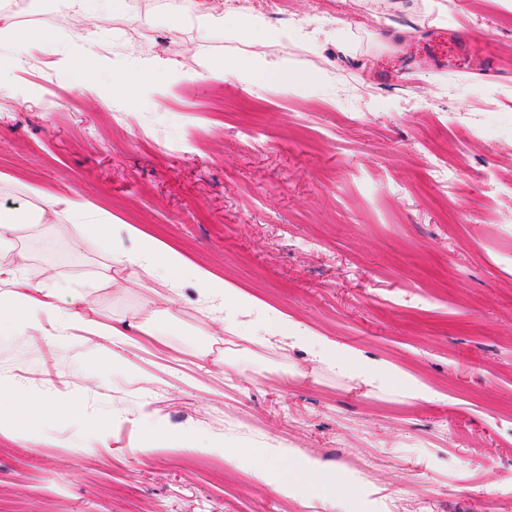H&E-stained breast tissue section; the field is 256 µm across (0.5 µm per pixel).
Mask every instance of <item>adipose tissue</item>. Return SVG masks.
I'll use <instances>...</instances> for the list:
<instances>
[{
    "mask_svg": "<svg viewBox=\"0 0 512 512\" xmlns=\"http://www.w3.org/2000/svg\"><path fill=\"white\" fill-rule=\"evenodd\" d=\"M209 77H234L242 82L263 81L280 86L314 85L311 72L294 70L287 58L268 57L262 50H254L245 60H214L205 67ZM67 214L69 223H57L59 214ZM65 238L72 250H81L87 241L104 244L107 251L102 262L82 273L81 278L95 288H109L122 294L131 286L141 284L143 278H161L163 284H173L184 274H191L204 297L220 300L225 305H244L238 289L229 287L223 278L203 268L189 267L184 255L176 248L149 237L132 224H113L111 214L88 203L80 194H38L36 204L24 216L0 213V330L22 333L47 332L48 329H79L98 334L101 327L100 310L83 295H74L70 306L60 304L59 290L69 282V275L47 268L42 279H35L27 269L28 256L22 248L27 240L47 234ZM125 234L133 243V250L113 246L115 234ZM174 302L157 294L147 299L142 312L131 321L111 327L110 342L114 345L134 343L136 335L152 336L156 329L157 312L171 313ZM19 404L14 413H0V436L13 438L33 432L35 419L49 420L60 415L79 413L77 402L63 397L35 395L18 387L0 385V394ZM295 469L303 481L318 477L329 486L338 488L340 502L355 501L358 512H376L374 501L360 496L354 482L337 472L324 470L318 459L307 458L295 462ZM302 481V483H303ZM302 483L280 486V493L300 496Z\"/></svg>",
    "mask_w": 512,
    "mask_h": 512,
    "instance_id": "1",
    "label": "adipose tissue"
}]
</instances>
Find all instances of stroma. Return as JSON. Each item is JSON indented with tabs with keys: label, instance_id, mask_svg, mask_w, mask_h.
<instances>
[{
	"label": "stroma",
	"instance_id": "35a3bbf8",
	"mask_svg": "<svg viewBox=\"0 0 512 512\" xmlns=\"http://www.w3.org/2000/svg\"><path fill=\"white\" fill-rule=\"evenodd\" d=\"M168 2L101 10L88 45L76 20L5 49L0 210L27 211L36 188L83 194L253 306L225 308L215 343L184 277L162 339L107 360L101 337L76 330L0 332V384L82 406L38 424L47 447L0 438V512H338L328 490L276 491L288 459L306 457L350 472L378 512H512L497 496L512 486V0H222L227 15H262L241 35L179 32L200 0ZM283 27L317 89L200 76L202 62L247 57ZM85 49L92 71L61 65ZM148 58L154 77L114 96L113 68ZM30 252L35 276L49 264L77 275L101 257L60 240ZM155 285L89 297L114 324ZM268 310L280 328L264 327ZM322 339L388 376L368 385L321 362ZM219 354L234 369L214 366ZM402 381L428 399L398 396ZM146 412L253 462L133 452Z\"/></svg>",
	"mask_w": 512,
	"mask_h": 512
}]
</instances>
